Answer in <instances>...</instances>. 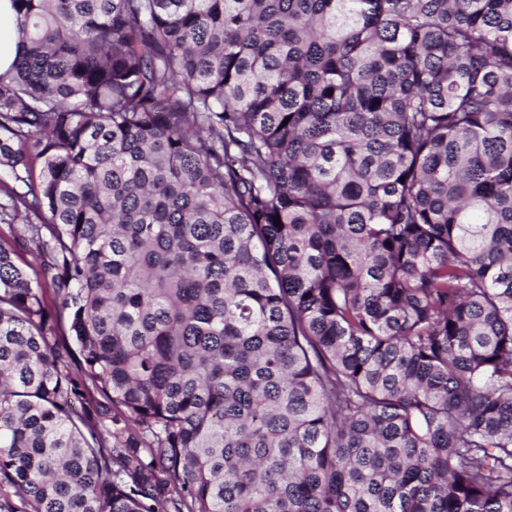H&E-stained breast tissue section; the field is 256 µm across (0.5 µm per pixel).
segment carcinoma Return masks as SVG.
I'll use <instances>...</instances> for the list:
<instances>
[{
    "instance_id": "obj_1",
    "label": "carcinoma",
    "mask_w": 512,
    "mask_h": 512,
    "mask_svg": "<svg viewBox=\"0 0 512 512\" xmlns=\"http://www.w3.org/2000/svg\"><path fill=\"white\" fill-rule=\"evenodd\" d=\"M12 2L0 512H512V0ZM6 220H0V238L9 241L15 251L18 253L16 258L19 263L25 266L30 278L35 283L40 280L45 289V299L48 308L54 309L52 289L44 285L41 277L40 259L36 257L35 250L29 243L24 242L23 237L20 236L23 230V223L20 218L16 221H10L7 217Z\"/></svg>"
}]
</instances>
